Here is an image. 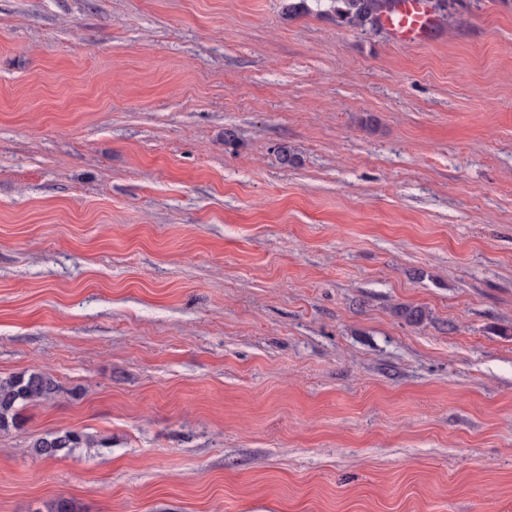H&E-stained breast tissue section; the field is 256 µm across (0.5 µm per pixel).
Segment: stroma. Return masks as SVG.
Returning <instances> with one entry per match:
<instances>
[{"label": "stroma", "instance_id": "35a3bbf8", "mask_svg": "<svg viewBox=\"0 0 512 512\" xmlns=\"http://www.w3.org/2000/svg\"><path fill=\"white\" fill-rule=\"evenodd\" d=\"M286 4L0 0V512H512V6ZM396 1L331 0L336 23L341 27L377 32L382 24L401 43L408 44L428 37L438 24L430 6L431 0ZM58 389L56 380L40 370L0 378V431L17 428L21 407L49 401ZM93 437L75 431L58 432L38 438L32 445L33 453L44 459L67 456L73 448H91L98 445Z\"/></svg>", "mask_w": 512, "mask_h": 512}]
</instances>
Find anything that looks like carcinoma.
I'll return each mask as SVG.
<instances>
[{"mask_svg":"<svg viewBox=\"0 0 512 512\" xmlns=\"http://www.w3.org/2000/svg\"><path fill=\"white\" fill-rule=\"evenodd\" d=\"M336 23L341 27L377 32L381 15L391 10L395 0H331ZM59 386L49 374L40 370L0 378V431L20 425V408L27 404L49 401ZM98 441L89 435L66 431L41 437L32 445L33 453L44 459L67 456L74 448H91Z\"/></svg>","mask_w":512,"mask_h":512,"instance_id":"1","label":"carcinoma"}]
</instances>
